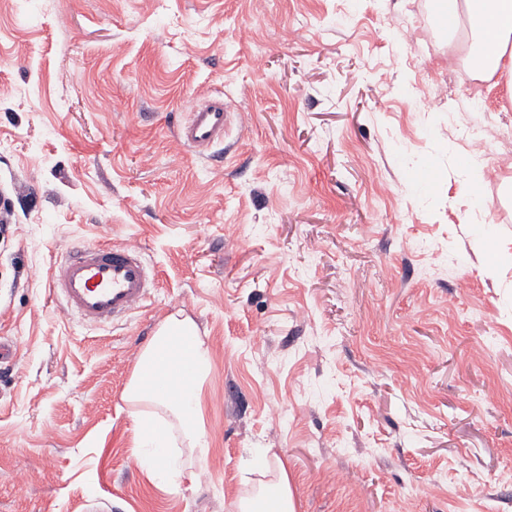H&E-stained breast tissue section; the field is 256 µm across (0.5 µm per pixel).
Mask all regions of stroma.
Listing matches in <instances>:
<instances>
[{
  "label": "stroma",
  "instance_id": "35a3bbf8",
  "mask_svg": "<svg viewBox=\"0 0 512 512\" xmlns=\"http://www.w3.org/2000/svg\"><path fill=\"white\" fill-rule=\"evenodd\" d=\"M443 32L427 0H0V512H234L261 448L298 512H512V94ZM216 94L246 111L178 148ZM123 242L152 300L87 326L48 269ZM173 314L208 449L161 488L124 390ZM233 108L223 95H214L197 102L189 116L175 131V141L184 148L207 151L224 141V132Z\"/></svg>",
  "mask_w": 512,
  "mask_h": 512
}]
</instances>
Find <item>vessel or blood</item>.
I'll return each mask as SVG.
<instances>
[{"label": "vessel or blood", "instance_id": "obj_1", "mask_svg": "<svg viewBox=\"0 0 512 512\" xmlns=\"http://www.w3.org/2000/svg\"><path fill=\"white\" fill-rule=\"evenodd\" d=\"M232 107L223 96L197 102L175 131L184 148L207 151L223 142ZM48 279L52 294L66 311L90 325L109 324L143 308L155 286V275L140 246L87 244L52 265Z\"/></svg>", "mask_w": 512, "mask_h": 512}]
</instances>
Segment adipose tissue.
I'll use <instances>...</instances> for the list:
<instances>
[{"label":"adipose tissue","instance_id":"1","mask_svg":"<svg viewBox=\"0 0 512 512\" xmlns=\"http://www.w3.org/2000/svg\"><path fill=\"white\" fill-rule=\"evenodd\" d=\"M453 10L470 36L485 46L484 51L469 56V73L498 78L512 91V0H453ZM210 371L209 351L194 323L173 315L138 357L124 396L165 410L164 415L148 417L143 424L144 451L138 458L140 467L159 483L172 484L181 476L169 457L173 428H180L195 447L207 446L200 417L202 388ZM256 460L258 473L268 480L251 496L239 499L236 512H297L286 465L269 463L262 451Z\"/></svg>","mask_w":512,"mask_h":512}]
</instances>
